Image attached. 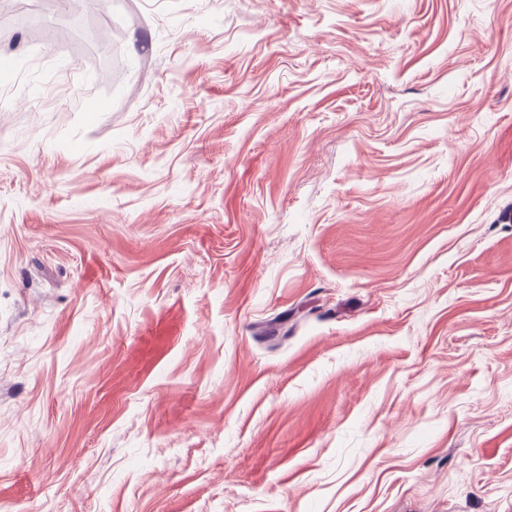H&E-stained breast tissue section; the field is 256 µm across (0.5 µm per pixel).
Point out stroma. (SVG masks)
<instances>
[{"mask_svg": "<svg viewBox=\"0 0 512 512\" xmlns=\"http://www.w3.org/2000/svg\"><path fill=\"white\" fill-rule=\"evenodd\" d=\"M87 3L0 37V512H512V0Z\"/></svg>", "mask_w": 512, "mask_h": 512, "instance_id": "1", "label": "stroma"}]
</instances>
